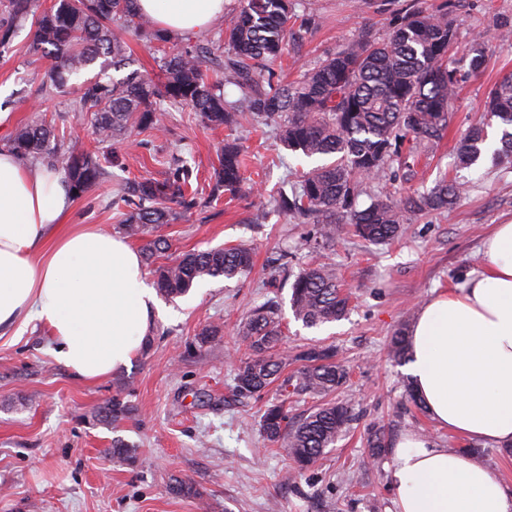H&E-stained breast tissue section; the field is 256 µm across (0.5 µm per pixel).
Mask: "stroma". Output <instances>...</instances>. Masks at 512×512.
I'll use <instances>...</instances> for the list:
<instances>
[{"mask_svg":"<svg viewBox=\"0 0 512 512\" xmlns=\"http://www.w3.org/2000/svg\"><path fill=\"white\" fill-rule=\"evenodd\" d=\"M292 0L286 50L275 67L291 82L363 32L386 33L412 0ZM459 45L478 33L489 41L485 72L467 80L458 110L439 148L417 164V175L388 171L387 187L403 191L432 187L448 176L468 186L453 209L413 217L406 236L375 245L340 235L315 245L318 227L296 224L271 198L278 187L292 189L311 161L288 150L274 125L244 122L210 128L197 113L163 104L162 132L138 135L137 145L117 146L120 166L112 175L72 199L69 227L95 224L119 233L121 208L112 204L118 182L161 177L164 160L179 155L191 166L190 183L212 203L181 211L177 221L157 227L173 252L246 244L254 250L249 275L208 279L183 297L160 300L149 341L123 371L88 383L74 378L50 352L41 326H30L11 343L0 340V512H390L393 491L386 458H370L365 432L385 427L388 446L401 435L422 434L444 448L467 440L440 427L406 397L407 367L387 356L386 344L410 328L430 297L462 286L485 264L482 243L498 224L512 223V162L458 170L453 148L482 117L490 87L512 73V40L498 29L512 27V0H456ZM30 23H21L8 51L0 53V101L13 98L0 121V142L18 124L68 112L77 87L45 97L39 91L48 61L28 50ZM244 149L245 183L240 191L216 192L213 172L225 140ZM263 223H252L256 212ZM332 263L350 295L347 315L319 328L295 321L289 304L290 277L301 266ZM273 300L281 305L280 354L289 358L281 376L296 378V354L310 346H331L349 369L348 383L333 398L352 404L357 419L295 482L283 449L259 433L266 406L284 402L290 418L313 409L320 399L287 394L279 384L243 396L234 377L251 351L239 328L251 312ZM221 331L201 345L202 329ZM117 399L129 408L115 423L95 421L100 406ZM129 447L112 453L114 439Z\"/></svg>","mask_w":512,"mask_h":512,"instance_id":"35a3bbf8","label":"stroma"}]
</instances>
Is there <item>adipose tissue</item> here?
Listing matches in <instances>:
<instances>
[{"mask_svg":"<svg viewBox=\"0 0 512 512\" xmlns=\"http://www.w3.org/2000/svg\"><path fill=\"white\" fill-rule=\"evenodd\" d=\"M228 0H136L163 32H198ZM70 192L53 168L30 173L0 152V332L45 328L55 358L95 381L130 364L156 306L143 259L124 237L64 228ZM486 267L419 309L409 373L431 418L464 439L512 445V224L484 243ZM393 512H512V486L476 456L407 434L386 465Z\"/></svg>","mask_w":512,"mask_h":512,"instance_id":"obj_1","label":"adipose tissue"}]
</instances>
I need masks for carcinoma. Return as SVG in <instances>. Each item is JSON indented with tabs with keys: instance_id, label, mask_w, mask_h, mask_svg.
I'll use <instances>...</instances> for the list:
<instances>
[{
	"instance_id": "obj_1",
	"label": "carcinoma",
	"mask_w": 512,
	"mask_h": 512,
	"mask_svg": "<svg viewBox=\"0 0 512 512\" xmlns=\"http://www.w3.org/2000/svg\"><path fill=\"white\" fill-rule=\"evenodd\" d=\"M34 0H6L0 20V49L9 48L16 22L32 19L31 50L51 61L41 93L50 96L68 86L74 76L97 65L99 72L83 82L71 107L73 119L87 120L96 142L115 145L136 130L160 128L162 101L180 104L214 127L248 120L273 121L280 139L291 151L308 159L329 161L306 172L292 193L282 192L277 206L300 224L321 225V237L350 233L374 244L390 243L406 231L411 216L445 211L464 195L465 184L441 178L424 191L395 198L382 191H367L380 182L386 167L431 152L442 140L457 112L461 83L482 73L487 64V40L472 37L461 55L451 54L456 42L453 0L418 6L402 15L383 38L361 36L340 51L305 71L299 80L273 83V65L281 57L292 13L291 0H243L218 47L220 70L210 73L208 47H170L162 77L138 70L103 79L130 65L126 37L170 42L151 19L136 10L135 0H55L40 13ZM233 85L238 100L225 98L224 86ZM486 118L469 126L456 142L459 166L479 163L489 144L488 129L501 128V148L493 154H512V74L496 81L487 96ZM408 152L401 154L404 142ZM3 147L24 163H41L60 171L68 188L83 195L108 177L100 156L77 142L58 135L54 124L33 121L11 133ZM244 158L233 141H226L219 157L216 184L235 191L242 182ZM187 162H168L161 179L140 178L122 183L113 203L126 209L120 229L130 239L145 241L146 260L168 252L171 243L151 236L160 224L177 218L170 204L189 209L196 204L189 191ZM367 195L360 208L357 200ZM252 252L245 246L216 247L183 253L155 269L161 295H186L206 278L233 279L250 273ZM290 308L295 320L312 328L335 322L346 314L348 297L328 263L300 269L291 284ZM252 357L238 368L235 389L259 395L281 374L288 358L276 354L280 320L276 309L256 308L242 326ZM389 353L398 363L410 360L409 336L400 330L391 337ZM295 359L303 362L297 392L325 397L343 387L347 368L335 360L330 347H310ZM127 407L109 402L100 417L118 421ZM354 421L353 409L343 402L326 401L296 424L288 423L283 405L268 406L260 420L262 436L283 448L299 469L315 465L325 450L345 434ZM368 451L385 452L381 429L367 433Z\"/></svg>"
}]
</instances>
